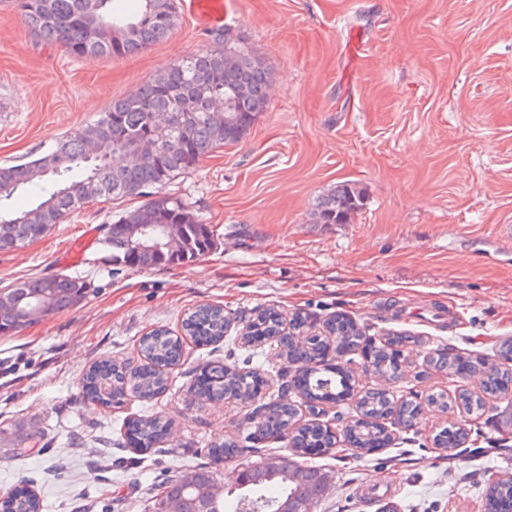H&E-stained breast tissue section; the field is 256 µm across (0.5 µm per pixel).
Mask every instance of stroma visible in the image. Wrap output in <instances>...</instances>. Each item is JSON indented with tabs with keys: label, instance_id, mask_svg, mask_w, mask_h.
<instances>
[{
	"label": "stroma",
	"instance_id": "obj_1",
	"mask_svg": "<svg viewBox=\"0 0 512 512\" xmlns=\"http://www.w3.org/2000/svg\"><path fill=\"white\" fill-rule=\"evenodd\" d=\"M174 32L140 53L88 61L35 35L13 0H0V164L52 148L134 94L170 63L212 49L221 27L268 68L269 103L238 144L214 149L168 187L216 234L195 263L153 269L103 263L102 226L137 200H97L42 239L0 253V288L50 272L80 275L92 292L77 307L0 336V498L24 489L41 512H152L159 484L200 466L234 499L238 475L287 441L240 446L243 419L278 400L275 343L244 346L241 316L272 308L302 316L304 336L344 313L367 335L403 337L407 375L394 398L480 393L483 376L446 375L427 357L451 347L462 361L499 367L512 343V0H177ZM353 181L364 204L347 224H324L317 204ZM223 307L227 337L200 345L186 317ZM181 337L167 388L144 400L91 399L82 377L105 361L138 367L140 336ZM363 350L328 349L350 366L352 391L333 408L337 445L299 461L329 475L310 512H489L488 483L512 478V394L481 417L423 405L408 431L366 452L346 436L376 384ZM225 365L258 377V392L211 399L199 369ZM153 415L165 436L146 449L132 420ZM466 427L463 456L435 447ZM42 454L20 457L27 437ZM234 444L214 458L209 447Z\"/></svg>",
	"mask_w": 512,
	"mask_h": 512
}]
</instances>
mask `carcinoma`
I'll use <instances>...</instances> for the list:
<instances>
[{"label": "carcinoma", "instance_id": "carcinoma-1", "mask_svg": "<svg viewBox=\"0 0 512 512\" xmlns=\"http://www.w3.org/2000/svg\"><path fill=\"white\" fill-rule=\"evenodd\" d=\"M131 9L123 0H17L27 26L50 44H58L69 53L93 61L102 57H122L139 53L168 38L178 25L175 0H134ZM96 16L121 28L132 27L131 33L115 43H100L90 37L87 26ZM216 47L183 61H175L147 82L133 97L117 99L98 120L72 130L48 152L13 165H0V252H10L46 236L56 224L81 211L86 204L104 198H142L136 209L104 225L100 239L104 261L115 267L151 269L169 265L194 263L216 246L212 226L191 213L176 197L163 188L178 175L196 168L199 161L213 149L239 143L257 115L268 105L269 74L266 68L245 50L231 42L228 34L212 33ZM238 57V64L225 68L228 56ZM243 93L233 96L228 121L217 124L209 120L201 103L208 94ZM193 96L195 108L180 112L176 95ZM176 114L172 128L157 138L152 134L151 114L158 111ZM99 136L104 142L103 153L97 160L84 155L85 141ZM132 139L154 145V160L137 163L125 159L114 163L117 144ZM18 193L31 197L27 208L16 210L12 200ZM363 205L362 191L353 183H341L321 197L318 213L324 224H348ZM142 224L151 234L160 236L167 224L182 227L184 246L176 253L157 249L134 251L128 240V225ZM90 282L82 276L42 274L19 279L8 288H0V335H15L43 318L70 310L90 294ZM227 318L220 307L206 306L194 311L185 322L186 335L200 342L224 338ZM336 346L354 351L365 331L352 319L338 315L326 323ZM244 337L274 339L289 366L301 363L311 368L324 353L323 343L316 337L303 345L292 342L283 332V318L273 309L258 312L248 318ZM401 338H388L371 353L380 367V374L392 379L399 377L400 352L394 343ZM181 339L163 329L154 330L139 340L142 355L153 363L149 368L138 367L121 371L105 365L89 369L83 378L86 390L102 400H113L130 389L143 399L160 394L166 386L163 374L156 369L176 361L180 356ZM460 358L440 352L434 367L453 374ZM211 388L207 395L220 398L226 393L250 396L255 385L248 375L226 367L212 366L209 371ZM512 382V369L500 367L485 376L483 392L497 396ZM458 401L467 412L481 415L485 401L462 391ZM362 418L349 428L361 448H379L388 439L377 420L392 417L405 428L412 427L421 408L418 403L399 406L387 393L369 390L360 398ZM294 416V405L278 402L266 407L258 424L266 434L287 427ZM141 436L150 444L162 438L165 424L156 418L136 421ZM335 436L318 423L296 430L290 440L296 450L329 448ZM194 485L180 477L168 479L160 489L169 498L179 500L183 512H224V501L206 499L200 490L214 482V472L208 467L193 470ZM326 474L323 469L284 458L281 470L252 473L239 484L250 492L236 499L230 512H244L241 504L248 502L260 512H297L309 509L324 492ZM0 512H40V500L34 495L23 498L6 497L0 501Z\"/></svg>", "mask_w": 512, "mask_h": 512}]
</instances>
